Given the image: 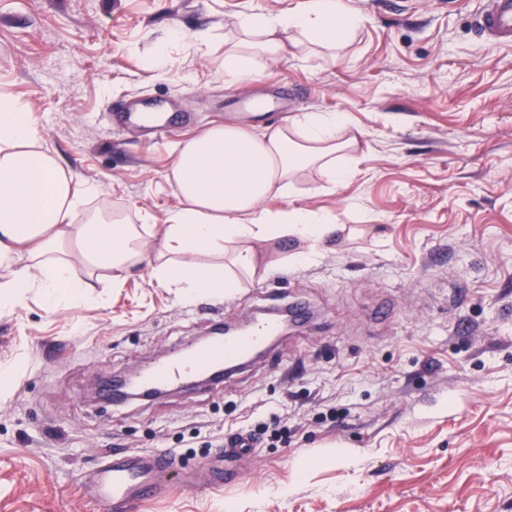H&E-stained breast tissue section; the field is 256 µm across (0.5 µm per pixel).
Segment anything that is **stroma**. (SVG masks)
Returning a JSON list of instances; mask_svg holds the SVG:
<instances>
[{"label": "stroma", "instance_id": "35a3bbf8", "mask_svg": "<svg viewBox=\"0 0 512 512\" xmlns=\"http://www.w3.org/2000/svg\"><path fill=\"white\" fill-rule=\"evenodd\" d=\"M301 0H0V96L94 188L88 213L137 224L156 251L180 197V145L218 125L268 131L341 112L355 175L296 177L263 210L342 225L324 243H256L255 276L180 297L149 263L120 287L72 251L90 299L36 290L0 307V512H113L83 483L115 452L173 467L137 512H512V45L473 29L481 0H346L364 18L334 54L296 50L242 82L224 36L246 12ZM291 100L263 118L227 95ZM140 101L175 125L150 141L111 125ZM301 297L313 319L219 385L115 405L131 376ZM252 434L228 486L207 463Z\"/></svg>", "mask_w": 512, "mask_h": 512}]
</instances>
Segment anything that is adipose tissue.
<instances>
[{"label": "adipose tissue", "mask_w": 512, "mask_h": 512, "mask_svg": "<svg viewBox=\"0 0 512 512\" xmlns=\"http://www.w3.org/2000/svg\"><path fill=\"white\" fill-rule=\"evenodd\" d=\"M363 22L344 0H304L278 15L243 14L226 42L224 75L255 77L263 61L293 47L335 50ZM346 125L340 112H306L270 133L216 126L185 142L171 170L180 205L168 218L153 277L189 295L230 291L239 273L255 274L254 243L284 237L319 243L336 232L317 215L270 213L259 205L271 194H286L294 177L311 167L336 187L350 179L356 168L341 136ZM72 183L42 147L31 112L1 96L0 267L10 271L0 283L1 306L34 288L51 303L83 297L86 284L60 250L66 240L92 269L111 271L116 286L143 260L147 244L136 225L88 214ZM228 243L236 250L227 265ZM199 254L211 263L196 262Z\"/></svg>", "instance_id": "ef3b65f1"}]
</instances>
